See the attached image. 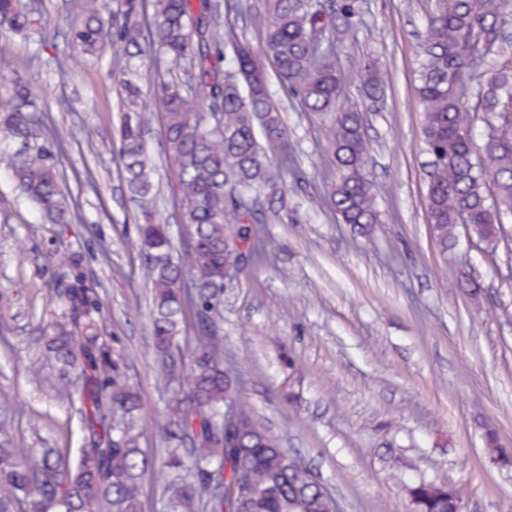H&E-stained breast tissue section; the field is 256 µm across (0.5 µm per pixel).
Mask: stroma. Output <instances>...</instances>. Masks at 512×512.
<instances>
[{
  "instance_id": "1",
  "label": "stroma",
  "mask_w": 512,
  "mask_h": 512,
  "mask_svg": "<svg viewBox=\"0 0 512 512\" xmlns=\"http://www.w3.org/2000/svg\"><path fill=\"white\" fill-rule=\"evenodd\" d=\"M438 0H358L361 24L331 53L343 105L362 106L361 72L387 78L386 96L366 114L363 166L381 211L373 241L337 223L327 206L339 172L329 115L303 111L277 82L281 110L305 178L282 184L286 207L268 230L275 256L224 288V352L237 366L258 423L299 453L341 512H411L406 484L453 485L461 512H512V466L487 459L485 429L512 451V249L461 240L468 274L483 287L473 320L462 271L443 261L427 221L422 172L423 108L414 92L415 51ZM51 46L65 50L81 0H39ZM55 138L72 221L43 224L15 182L0 173V426L18 448L89 447L75 372L40 354L75 256L96 289L101 335L129 356L123 377L142 398V447L168 442L152 422L172 391L153 362L150 290L141 276V221L112 159L120 120L116 85L103 62L75 58L67 77L48 63L28 71ZM96 127L94 142L85 126ZM289 354L299 372L281 359Z\"/></svg>"
}]
</instances>
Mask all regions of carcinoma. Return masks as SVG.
<instances>
[{"label": "carcinoma", "instance_id": "carcinoma-1", "mask_svg": "<svg viewBox=\"0 0 512 512\" xmlns=\"http://www.w3.org/2000/svg\"><path fill=\"white\" fill-rule=\"evenodd\" d=\"M508 0H440L426 21L419 44L418 84L423 104V153L427 157V215L443 259L456 253L458 228L496 249L512 219V128L498 125L502 105L512 97V67L495 70L486 88L471 90L468 65L483 51L482 40L503 30ZM83 0L82 17L71 31L70 50L50 64L69 73L73 52L102 56L111 49L108 73L118 85L122 113L114 136L127 187L141 209L139 241L147 252L143 277L153 290L151 333L154 362L175 383V409L154 420L157 435L171 447L160 463L139 447L141 397L117 378L127 356L96 333L94 289L73 263L59 296L70 319L47 337L44 358L52 365L81 367V414L92 447L72 460L57 448H9L0 444V512H143V477L160 472L165 512H329L322 485L309 468L258 424L243 398L239 373L224 359L221 329L224 265L266 262L276 248L262 225L269 218L258 192L275 183L270 153L295 168L286 127L274 104L266 73L248 42L235 35L224 14L248 9L245 0H156L143 35L144 0ZM253 21L264 28V52L280 84L306 112H332L333 155L340 172L328 204L337 221L370 241L382 223L371 182L362 173L368 142L363 113L336 110L341 76L333 57L320 53L318 34L349 40L355 30L351 0H267ZM26 0H0V29L27 35L42 25ZM169 64L160 82L165 113L163 141L179 195V223L185 238L178 254L166 225L154 221L153 174L157 162L144 142L147 106L140 86L149 75L147 55ZM386 80L366 72L361 93L383 100ZM474 104H468L470 98ZM43 111L21 63L0 56V134L27 145L19 160L0 155L17 188L35 204L43 222L67 224L56 155L42 138L36 113ZM481 115L491 138L483 139L484 162H475L470 113ZM495 198L486 195V181ZM241 243L228 249L226 239ZM195 288L194 336H180L186 316V279ZM460 288L471 317L483 311L484 293L468 275ZM236 401L242 415L224 425V403ZM416 512H459L460 500L447 483L420 481L408 487Z\"/></svg>", "mask_w": 512, "mask_h": 512}]
</instances>
